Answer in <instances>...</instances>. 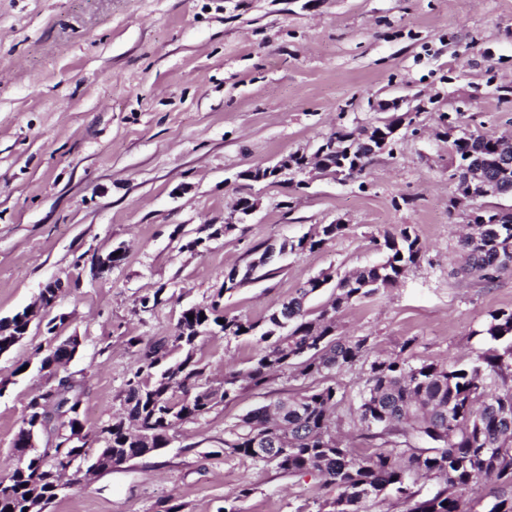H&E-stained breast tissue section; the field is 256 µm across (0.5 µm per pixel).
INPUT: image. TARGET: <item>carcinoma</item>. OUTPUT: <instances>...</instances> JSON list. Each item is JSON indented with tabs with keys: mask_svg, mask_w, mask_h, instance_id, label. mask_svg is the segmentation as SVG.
<instances>
[{
	"mask_svg": "<svg viewBox=\"0 0 512 512\" xmlns=\"http://www.w3.org/2000/svg\"><path fill=\"white\" fill-rule=\"evenodd\" d=\"M360 134L339 127L323 140L327 146L336 142V154L329 157L332 173L358 178L371 164ZM496 143L493 134L456 136L448 142L452 171L479 166L487 180L512 195V158L501 159ZM470 212L472 233L459 245L468 271L493 284L512 269V215L483 204ZM345 229L344 224H323L318 235L284 243L279 253L319 249ZM372 243L384 253L380 262L337 279L327 271L307 280L262 327L236 316H215L224 294L277 273L273 247L254 249L256 257L245 269L228 273L216 300L183 310L171 336L139 350L126 380V412L102 423L99 447L91 452L82 444L70 445L64 456L77 468L95 465L100 455L142 457L166 447L170 432L180 425L234 398L240 381L260 388L288 369L302 381L303 391L262 405L225 428L222 452L247 457L262 470L272 466L283 475L318 476L327 497L316 512H369L366 504L380 498L405 505V512H476L465 495L482 481L494 483L476 498L489 499L483 512H512V309L488 314L476 334L493 346L475 351L467 366L416 363L404 356L412 339L395 356L373 358L354 399L357 437L371 452L356 455L339 436L338 407L345 393L337 376L367 358L369 345L366 336L337 335L338 318L394 286L422 255L419 237L408 225L387 230ZM330 283L334 299L310 315L306 299ZM32 317L26 308L10 319L8 329L0 331V354L23 339ZM215 326L226 338L257 333L260 344L254 364L224 374L220 387L211 384L195 359L197 341ZM58 386L67 396L57 408L65 405L69 414L60 428L72 430L81 424V400L71 380L62 378ZM23 436L21 428L13 443L21 461L0 477V512H29L58 494L56 481L63 473L58 448L29 451ZM422 481L432 482L425 492Z\"/></svg>",
	"mask_w": 512,
	"mask_h": 512,
	"instance_id": "cac0c4a2",
	"label": "carcinoma"
}]
</instances>
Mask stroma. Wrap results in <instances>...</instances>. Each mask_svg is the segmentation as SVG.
Masks as SVG:
<instances>
[{"mask_svg":"<svg viewBox=\"0 0 512 512\" xmlns=\"http://www.w3.org/2000/svg\"><path fill=\"white\" fill-rule=\"evenodd\" d=\"M421 103L393 148L360 178L319 174L303 187L243 171L312 153L339 126L379 120L378 100ZM473 132L512 133V0H0V318L49 282L63 292L25 338L0 355V477L32 394L53 386L39 368L45 324L80 347L63 374L96 433L124 405L143 343L171 336L183 309L208 305L253 247L280 245L344 221L321 248L283 254L272 278L225 295L224 313L260 322L326 269L377 263L373 238L413 227L423 258L394 287L347 309L343 336L387 357L412 340L414 361L469 364L488 311L512 309V271L492 285L463 268L467 222L449 212V117ZM258 210L195 251L184 236ZM123 247L100 272L97 257ZM164 288L143 310L142 296ZM255 336L200 339L213 384L252 365ZM290 371L246 385L166 448L62 490L46 512H295L326 492L313 475L285 476L223 453L224 430L249 410L300 392ZM254 492L238 499L244 481Z\"/></svg>","mask_w":512,"mask_h":512,"instance_id":"1","label":"stroma"}]
</instances>
